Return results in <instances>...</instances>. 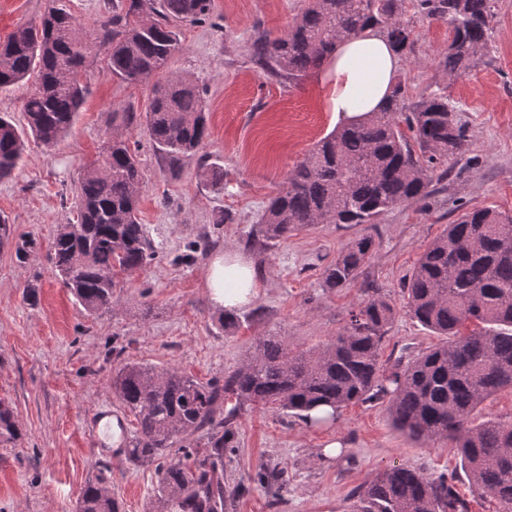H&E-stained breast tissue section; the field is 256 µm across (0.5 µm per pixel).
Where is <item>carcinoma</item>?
<instances>
[{
	"label": "carcinoma",
	"mask_w": 512,
	"mask_h": 512,
	"mask_svg": "<svg viewBox=\"0 0 512 512\" xmlns=\"http://www.w3.org/2000/svg\"><path fill=\"white\" fill-rule=\"evenodd\" d=\"M211 0H118L101 19L96 42L106 50V71L128 82L154 80L143 123L170 174L203 148L210 133L200 90L189 80L164 75L180 50L173 21L195 23ZM403 0H308L277 36L262 34L249 46L271 77L299 81L320 68L340 37L374 28L400 54L411 52L414 29L404 21ZM426 19L452 29L437 66L448 78L469 72L486 56L492 23L490 0H417ZM89 51L82 28L66 6L37 25L17 27L0 44V91L37 74L39 85L23 100L25 127L0 113V181L14 174L27 147L26 135L51 149L70 131L85 101ZM396 82L380 112L343 126L319 141L292 169L256 226L258 241L271 247L316 224H375L397 206L428 197L446 164L466 151L465 127L438 83L414 104L403 102ZM116 127L97 165L73 195L77 223L56 230L52 263L61 283L88 312L112 306L116 275L148 267L155 250L140 222L142 177L124 130L137 113H112ZM24 261L36 242L14 235L0 217V247ZM369 236L349 242L323 272L327 288H347L370 262ZM414 317L438 336L437 345L405 366L384 367L379 350L394 316L391 302L372 294L350 311L348 323L317 351H294L264 338L224 384H203L174 368L126 363L112 375V390L136 422L124 449L135 465H154L158 486L150 512H224V451L233 447V420L252 405H275L309 424L334 421L351 403L387 400L394 424L420 441L455 443L472 492L512 512V421L470 416L504 388H512V216L486 206L466 210L420 256L406 288ZM326 405L332 413L313 418ZM22 434L13 407L0 400V443ZM261 484L283 489L282 469L261 468ZM355 512H472L471 501L446 473L426 476L403 465L377 473L356 491ZM77 512H121L102 480L89 482Z\"/></svg>",
	"instance_id": "obj_1"
}]
</instances>
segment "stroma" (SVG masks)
I'll list each match as a JSON object with an SVG mask.
<instances>
[{"label":"stroma","instance_id":"35a3bbf8","mask_svg":"<svg viewBox=\"0 0 512 512\" xmlns=\"http://www.w3.org/2000/svg\"><path fill=\"white\" fill-rule=\"evenodd\" d=\"M53 0H0V41L37 20ZM307 0H212L206 20L176 23L181 51L170 70L204 94L210 137L171 177L141 125L126 135L141 160L140 218L157 250L145 270L120 276L110 309L86 312L63 288L51 262L58 225L72 219V192L99 157L112 114L146 112L150 83H128L90 68L86 102L71 133L52 149L29 143L12 179L0 181V214L35 249L17 261L0 250V398L11 401L23 437L0 447V512H75L88 481L100 478L122 512H147L157 487L154 467L102 454L85 421L110 406L126 429L135 421L112 391V375L128 362L173 367L203 383H220L239 368L259 339L280 337L291 349L321 348L345 325L370 290L394 307L380 359L408 363L440 338L407 307L406 283L425 248L463 211L489 206L512 214V0H492L490 51L467 74L446 79L435 64L452 37L447 22L421 18L413 0L403 17L415 27L412 52L399 77L406 103L435 83L448 84L466 128L474 164L449 162V174L424 200L396 207L377 223L318 224L271 248L250 235L286 174L336 127L324 107L317 72L299 82L268 77L247 47L259 34H281ZM221 180H213L212 172ZM375 253L357 283L328 289L322 272L360 235ZM214 241L213 252L186 259L189 242ZM239 249L261 276L258 298L238 312L241 325L224 332L204 272L214 253ZM39 287L38 302L25 297ZM224 454V481L238 494L224 512H352V493L379 471L405 465L427 475L448 473L463 497L471 489L447 441L417 442L393 424L385 402L356 403L335 424L312 427L272 408L256 407L234 424ZM339 442L341 452L324 456ZM285 469L288 489L259 484V466Z\"/></svg>","mask_w":512,"mask_h":512}]
</instances>
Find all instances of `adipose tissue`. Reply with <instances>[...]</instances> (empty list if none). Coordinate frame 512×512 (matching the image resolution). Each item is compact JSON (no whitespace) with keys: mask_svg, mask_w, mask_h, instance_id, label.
Returning <instances> with one entry per match:
<instances>
[{"mask_svg":"<svg viewBox=\"0 0 512 512\" xmlns=\"http://www.w3.org/2000/svg\"><path fill=\"white\" fill-rule=\"evenodd\" d=\"M402 60L387 38L376 31L341 40L320 70L327 111L337 126L379 111L391 94ZM204 281L216 308L232 312L254 301L260 281L252 262L238 250L225 251L207 266Z\"/></svg>","mask_w":512,"mask_h":512,"instance_id":"obj_1","label":"adipose tissue"}]
</instances>
